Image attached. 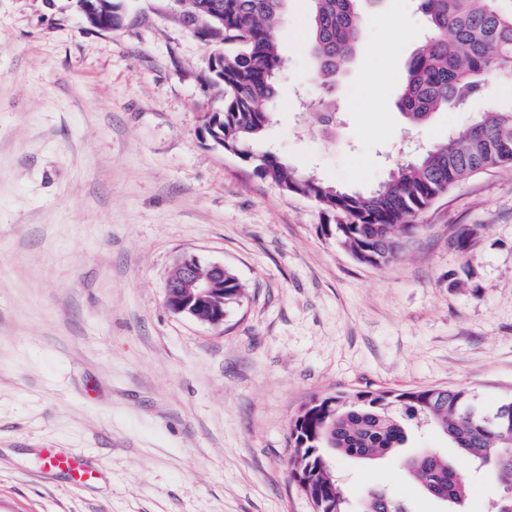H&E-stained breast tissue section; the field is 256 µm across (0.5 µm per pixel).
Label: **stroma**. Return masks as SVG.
Segmentation results:
<instances>
[{
    "label": "stroma",
    "instance_id": "stroma-1",
    "mask_svg": "<svg viewBox=\"0 0 512 512\" xmlns=\"http://www.w3.org/2000/svg\"><path fill=\"white\" fill-rule=\"evenodd\" d=\"M121 4L120 26L97 31L76 0H0V512H314L287 465L312 399L512 397V166L436 200L399 260L361 264L313 201L208 136L224 110L211 72L223 44L173 0ZM361 24L327 129L306 0L277 22L286 65L267 141L290 165L368 191L408 140L431 145L490 105L512 109V84L492 81L408 126L397 102L425 20L414 0H376ZM185 253L245 285L223 325L167 308ZM41 448L91 456L98 479L34 477ZM425 449L448 442L425 427L387 458H338L350 501L380 490L409 512H448L404 469Z\"/></svg>",
    "mask_w": 512,
    "mask_h": 512
}]
</instances>
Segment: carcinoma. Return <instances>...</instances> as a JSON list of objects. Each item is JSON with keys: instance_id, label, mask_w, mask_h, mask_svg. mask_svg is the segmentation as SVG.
<instances>
[{"instance_id": "obj_1", "label": "carcinoma", "mask_w": 512, "mask_h": 512, "mask_svg": "<svg viewBox=\"0 0 512 512\" xmlns=\"http://www.w3.org/2000/svg\"><path fill=\"white\" fill-rule=\"evenodd\" d=\"M288 0H192L203 14H224L222 72L224 112L208 123V134L224 151L257 154L256 144L271 120L269 103L284 60L275 22ZM311 19L314 76L326 89L362 46L361 0H307ZM427 32L413 54L398 108L415 126L436 112L455 111L483 94L487 80L512 83V0H417ZM512 165V110L491 108L479 120L454 130L448 139L398 164L377 189L362 193L304 174L277 156L252 163L255 174L280 189L315 202L330 219L332 238L355 260L373 267L400 258L412 224L434 200L458 183L495 165ZM245 288L224 271V311L239 304ZM432 425L458 456L488 468L500 487L493 512H512V398L482 411L465 388L411 389L398 394H362L314 400L291 425V476L320 512H350L335 456L382 458L408 442L410 425ZM411 476L449 512H461L468 476L435 450L406 460ZM358 512H406L382 491H371Z\"/></svg>"}]
</instances>
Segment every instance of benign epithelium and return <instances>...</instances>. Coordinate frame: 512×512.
<instances>
[{"mask_svg": "<svg viewBox=\"0 0 512 512\" xmlns=\"http://www.w3.org/2000/svg\"><path fill=\"white\" fill-rule=\"evenodd\" d=\"M82 13L86 22L99 30H110L121 20L118 9L108 12L100 0H85ZM223 303L224 264L211 262L204 269L197 256L180 257L166 282V306L198 322L220 325L224 322Z\"/></svg>", "mask_w": 512, "mask_h": 512, "instance_id": "benign-epithelium-1", "label": "benign epithelium"}]
</instances>
